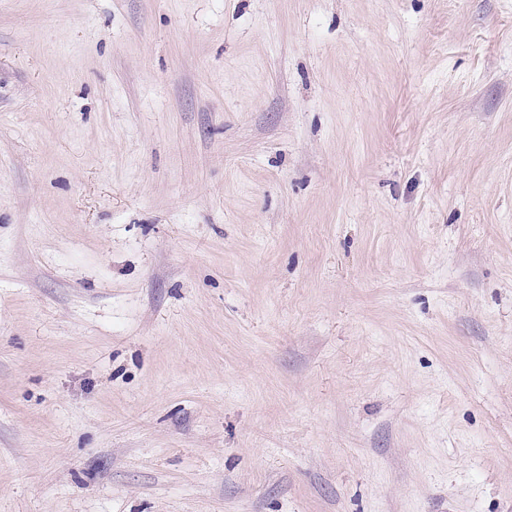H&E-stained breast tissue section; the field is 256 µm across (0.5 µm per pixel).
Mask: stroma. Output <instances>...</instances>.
Returning a JSON list of instances; mask_svg holds the SVG:
<instances>
[{
    "mask_svg": "<svg viewBox=\"0 0 512 512\" xmlns=\"http://www.w3.org/2000/svg\"><path fill=\"white\" fill-rule=\"evenodd\" d=\"M0 512H512V0H0Z\"/></svg>",
    "mask_w": 512,
    "mask_h": 512,
    "instance_id": "obj_1",
    "label": "stroma"
}]
</instances>
